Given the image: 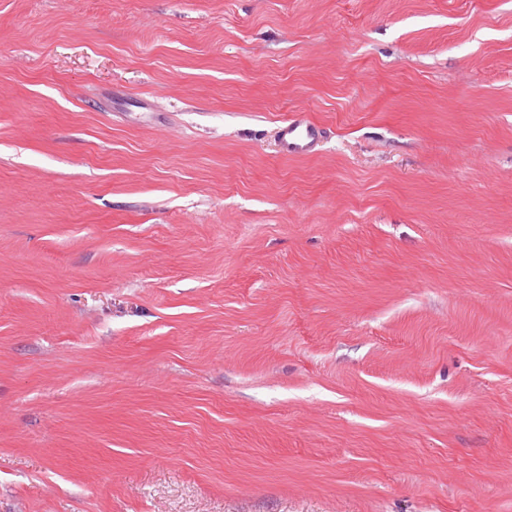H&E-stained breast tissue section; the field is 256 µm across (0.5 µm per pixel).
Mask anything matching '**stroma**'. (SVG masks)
<instances>
[{"label": "stroma", "instance_id": "stroma-1", "mask_svg": "<svg viewBox=\"0 0 512 512\" xmlns=\"http://www.w3.org/2000/svg\"><path fill=\"white\" fill-rule=\"evenodd\" d=\"M0 512H512V0H0ZM322 129L305 115L285 121L276 130L279 151L285 155H306L314 151Z\"/></svg>", "mask_w": 512, "mask_h": 512}]
</instances>
